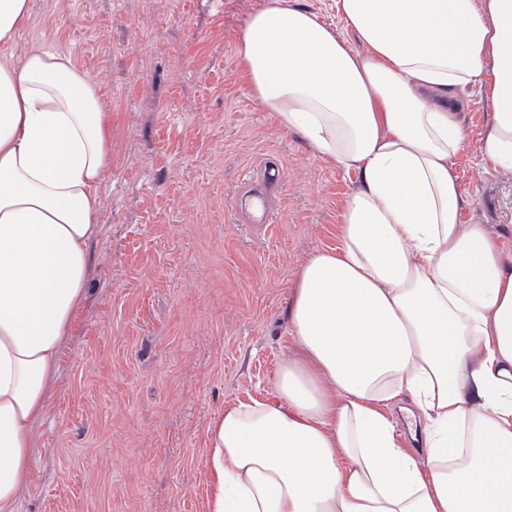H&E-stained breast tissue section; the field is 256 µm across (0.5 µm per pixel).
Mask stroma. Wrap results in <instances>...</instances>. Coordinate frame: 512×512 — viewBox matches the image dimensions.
Instances as JSON below:
<instances>
[{
  "instance_id": "1",
  "label": "stroma",
  "mask_w": 512,
  "mask_h": 512,
  "mask_svg": "<svg viewBox=\"0 0 512 512\" xmlns=\"http://www.w3.org/2000/svg\"><path fill=\"white\" fill-rule=\"evenodd\" d=\"M269 2L29 0L12 53L51 46L86 71L112 124V168L20 512H207L209 424L270 397L295 352L297 270L336 247L360 178L251 97L236 36ZM487 112L470 97L461 221L512 243V172L475 155ZM266 157L284 168L275 221L246 224L236 192Z\"/></svg>"
}]
</instances>
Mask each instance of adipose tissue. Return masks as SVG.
Wrapping results in <instances>:
<instances>
[{"mask_svg":"<svg viewBox=\"0 0 512 512\" xmlns=\"http://www.w3.org/2000/svg\"><path fill=\"white\" fill-rule=\"evenodd\" d=\"M272 0L237 36L255 101L356 173L298 269L273 396L207 428L209 512H512V247L464 224L461 114L512 171V0ZM362 45L355 52L347 43ZM112 134L70 54H0V512H18L101 233ZM422 424L409 448L392 408ZM336 0H296V4L317 14L322 22L331 25L341 34L344 33L342 22L336 14Z\"/></svg>","mask_w":512,"mask_h":512,"instance_id":"1","label":"adipose tissue"}]
</instances>
